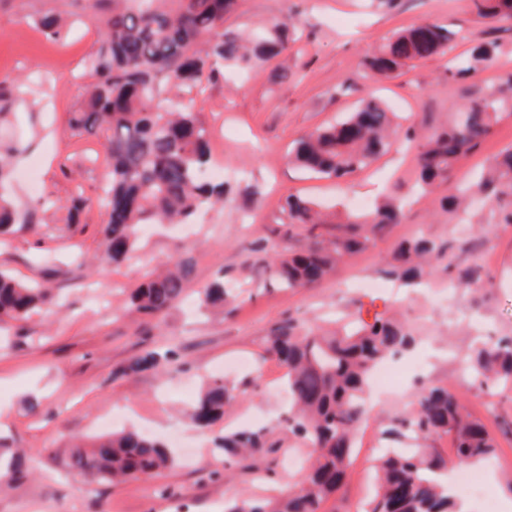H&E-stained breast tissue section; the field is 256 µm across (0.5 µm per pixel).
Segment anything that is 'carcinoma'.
<instances>
[{"instance_id": "carcinoma-1", "label": "carcinoma", "mask_w": 512, "mask_h": 512, "mask_svg": "<svg viewBox=\"0 0 512 512\" xmlns=\"http://www.w3.org/2000/svg\"><path fill=\"white\" fill-rule=\"evenodd\" d=\"M21 9L34 3L44 8L26 14L46 37L64 39L68 14L57 8L69 0H15ZM238 0H82L81 10L97 30L95 50L83 64L87 79L82 99L69 113V127L79 135L103 137L107 183L95 200L79 191L65 201L41 197L20 209L10 193L14 160L25 151L21 142L0 143V236L15 235L38 224H54L65 214L72 229L85 223L93 203L105 211L102 224L104 257L114 265L134 253L148 224H191L207 206L230 202L224 184L202 176L212 164L210 132L195 111L193 90L228 68L251 73L288 48V26L271 21L231 34L224 15ZM478 17L511 20L512 0H472ZM473 43L470 54L456 52L458 43ZM495 41L455 36L442 25L422 22L397 29L365 65L377 79L389 78L413 62L434 55L448 57V79L466 80L490 68L499 58ZM26 83L0 77V127L23 102L35 112L36 99L27 98ZM505 114H512V71L490 85L472 84L462 104L420 143L415 187L432 192L448 179L460 159L487 138ZM396 113L375 94L361 98L342 120L305 132L288 153L289 162L325 179L344 180L368 168L387 153L399 136ZM477 197L489 205L490 224H512V148L496 155L468 182L453 201L467 213ZM282 223L307 228L309 241L296 250L292 236L277 243L271 276L283 288H311L329 277L349 255L374 244L376 237L401 222L403 209L385 196L368 212L327 211L313 199L285 197ZM320 224H342L331 238L315 233ZM450 244L418 236L400 244L387 260L384 274L415 286L433 275L434 262ZM448 278L463 288L483 284L477 267L448 263ZM193 273V259L178 248L160 262L145 282L130 293L125 311L161 319L184 299ZM235 289L224 274L198 291L204 312L224 309ZM55 302L42 284L0 269V327H21L35 316L47 318ZM417 336L408 323L385 312L330 333L297 320L279 324L266 340L265 353L285 367L288 434L310 449L303 480L281 487L274 498H248L236 493L224 499V512H323V505L347 478L361 423L373 412L369 400L371 373L381 361L410 352ZM176 351L145 349L121 368L123 375L165 372ZM464 363L474 383L491 389L512 382V336L489 347L474 346ZM240 395L238 385L213 378L202 388L189 416L199 427L224 417ZM454 440V460L471 466L495 455L496 441L486 424L472 417L464 398L446 385L421 383L400 425H385L381 437ZM267 431L236 429L224 432L216 448L224 455L253 458L273 448ZM72 466L99 483L148 478L177 464L167 444L140 428L129 426L101 434L75 448ZM448 458L437 448H387L376 465L375 495L367 512H460L459 498L440 477ZM23 477L21 457L0 445V489Z\"/></svg>"}]
</instances>
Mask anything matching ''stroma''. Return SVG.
I'll return each instance as SVG.
<instances>
[{"label": "stroma", "mask_w": 512, "mask_h": 512, "mask_svg": "<svg viewBox=\"0 0 512 512\" xmlns=\"http://www.w3.org/2000/svg\"><path fill=\"white\" fill-rule=\"evenodd\" d=\"M290 16L298 19L299 30L287 51L248 78L225 73L207 83L197 98L212 157L226 171L230 205L202 208L192 229L155 230L118 266L95 261L88 268L83 263L98 250L104 222L98 206L76 230L51 224L39 234L19 233L0 241V266L58 290L65 302L51 319L37 316L17 333L0 335V408L8 412L0 437L22 449L30 471L0 493V512H224V498L233 492L266 496L273 482L294 477L288 458H307L301 445L286 440L245 462L225 460L213 448L243 414L252 416L256 429L282 426L288 401L274 386L284 371L264 355L267 336L289 319L318 327L338 317L369 319L387 309L415 327L419 351L430 356L429 380L464 395L474 417L486 421L497 450L485 477L497 494L499 512H512V386L482 390L458 364L474 340L489 343L512 334V224L493 228L494 249L486 255L468 243L476 227L457 223L441 205L470 173L512 147V116H503L492 135L426 197L412 190L419 148L414 141L398 139L369 168L343 181L308 176L287 158L302 133L334 122L371 92L402 113L406 125L431 130L446 124L462 100L461 84L448 79L446 58L421 59L397 78L377 80L364 66L366 56L396 29L430 19L501 45L495 66L477 77L488 83L512 70V21H484L469 0H388L384 5L375 0H239L224 27L246 30ZM96 39L92 26L79 24L65 41L49 40L16 12L11 0H0V77L64 65L50 81L33 88L44 99V110L35 117L21 111L13 118L11 134L28 145L18 170L34 158L44 160L38 189L13 180L11 192L19 203L41 195L63 200L81 189L91 196L104 185L100 139L76 135L67 124L68 112L83 93L74 75L94 51ZM388 192L404 200L405 216L374 246L346 259L314 287L288 290L273 282L270 248L285 233L279 219L288 194L332 204L354 197L372 203ZM420 233L439 242L467 243L464 257L482 267L483 288L449 291L442 272L432 276V291L425 295L393 281L378 290L357 288L358 280L376 276L399 244ZM184 245L191 246L195 263L184 302L161 321L126 316L123 306L142 279L141 266L156 265ZM42 249L52 254L50 265L37 262ZM220 272L244 293L223 313L201 315L197 291ZM169 347L177 349L180 359L166 374L119 375V368L140 351ZM241 358L249 359L251 368L230 377L243 397L224 420L205 429L194 425L185 415L194 396L181 392L177 381L201 388L215 363ZM33 399L39 406L32 413L28 403ZM116 406L150 415L160 437L183 432L198 447L193 465L112 485L71 470L75 438L96 432L98 417ZM376 454L375 447L358 446L345 484L325 503V512H348L352 499L369 497Z\"/></svg>", "instance_id": "stroma-1"}]
</instances>
